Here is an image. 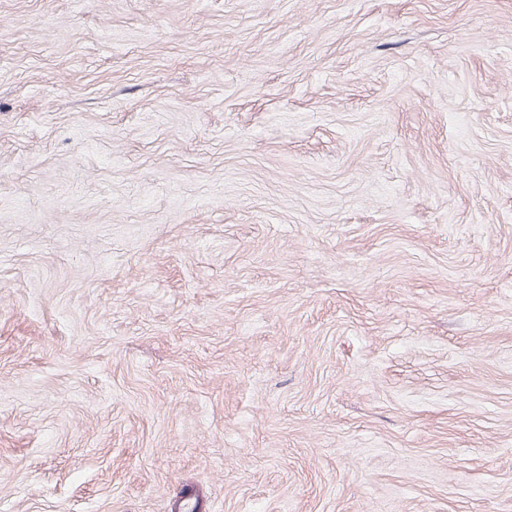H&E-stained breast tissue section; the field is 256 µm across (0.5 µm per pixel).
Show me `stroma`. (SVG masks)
Listing matches in <instances>:
<instances>
[{
    "label": "stroma",
    "mask_w": 512,
    "mask_h": 512,
    "mask_svg": "<svg viewBox=\"0 0 512 512\" xmlns=\"http://www.w3.org/2000/svg\"><path fill=\"white\" fill-rule=\"evenodd\" d=\"M512 512V0H0V512Z\"/></svg>",
    "instance_id": "stroma-1"
}]
</instances>
